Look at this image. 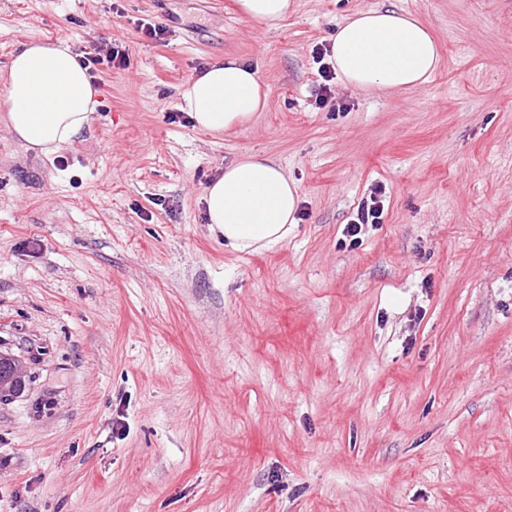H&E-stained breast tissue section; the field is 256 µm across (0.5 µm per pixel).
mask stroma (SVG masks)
<instances>
[{
    "instance_id": "stroma-1",
    "label": "stroma",
    "mask_w": 512,
    "mask_h": 512,
    "mask_svg": "<svg viewBox=\"0 0 512 512\" xmlns=\"http://www.w3.org/2000/svg\"><path fill=\"white\" fill-rule=\"evenodd\" d=\"M378 8L439 67L317 107V49ZM57 39L130 65L101 66L58 155L0 123V352L27 379L0 402V512H512V0H296L275 28L234 0H0V74ZM227 55L266 109L170 122ZM245 154L300 194L255 253L203 203ZM377 184L379 226L342 247Z\"/></svg>"
}]
</instances>
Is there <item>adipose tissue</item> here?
Instances as JSON below:
<instances>
[{
  "mask_svg": "<svg viewBox=\"0 0 512 512\" xmlns=\"http://www.w3.org/2000/svg\"><path fill=\"white\" fill-rule=\"evenodd\" d=\"M331 58L349 86L391 90L421 85L439 65L436 40L417 19L368 9L340 24ZM5 123L27 149L50 157L88 127L97 91L65 41L31 42L17 50L4 78ZM182 108L211 133L244 126L266 105L259 74L236 57L213 61L185 84ZM205 217L237 251L271 249L288 236L299 195L275 161L248 155L225 166L205 190Z\"/></svg>",
  "mask_w": 512,
  "mask_h": 512,
  "instance_id": "ef3b65f1",
  "label": "adipose tissue"
}]
</instances>
